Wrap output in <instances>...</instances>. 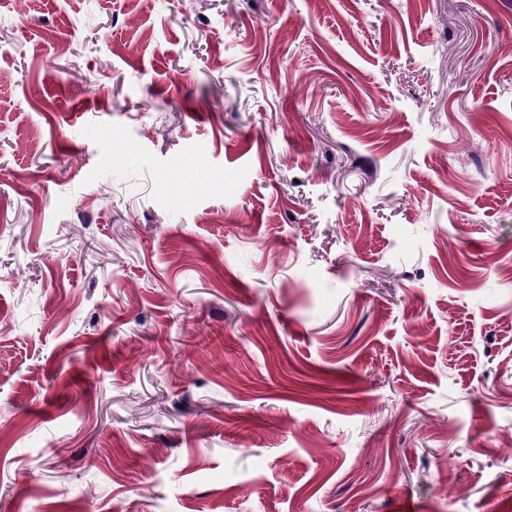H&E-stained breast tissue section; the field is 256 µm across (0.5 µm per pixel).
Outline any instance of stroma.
I'll use <instances>...</instances> for the list:
<instances>
[{
	"label": "stroma",
	"mask_w": 512,
	"mask_h": 512,
	"mask_svg": "<svg viewBox=\"0 0 512 512\" xmlns=\"http://www.w3.org/2000/svg\"><path fill=\"white\" fill-rule=\"evenodd\" d=\"M512 0H0V512H512Z\"/></svg>",
	"instance_id": "35a3bbf8"
}]
</instances>
